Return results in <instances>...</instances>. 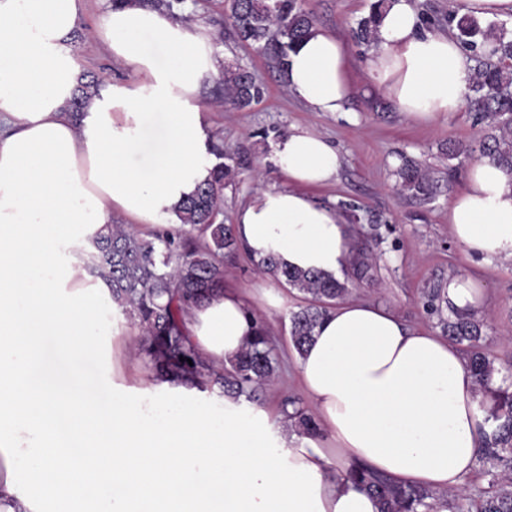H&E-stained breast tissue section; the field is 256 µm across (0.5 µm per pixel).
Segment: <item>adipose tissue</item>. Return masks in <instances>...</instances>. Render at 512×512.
Here are the masks:
<instances>
[{
	"instance_id": "adipose-tissue-1",
	"label": "adipose tissue",
	"mask_w": 512,
	"mask_h": 512,
	"mask_svg": "<svg viewBox=\"0 0 512 512\" xmlns=\"http://www.w3.org/2000/svg\"><path fill=\"white\" fill-rule=\"evenodd\" d=\"M82 0H0V512H380L348 467L404 485L460 489L477 466L474 376L447 338L392 308L351 299L329 310L298 370L318 437L271 427L264 411L143 375L115 344L112 290L86 268L114 215L148 230L211 176L210 128L198 103L218 59L208 27L131 4L99 31L136 87L68 109L78 81L71 35ZM416 0H386L368 60L377 90L414 121L462 109L472 62L445 33L423 31ZM161 41L166 62L144 45ZM347 46L313 29L287 58L289 92L310 111H345ZM165 134L141 158L144 133ZM288 180L257 192L235 218L242 249L339 276L357 257L356 228L310 188L333 180L339 152L296 128L275 147ZM469 258L512 262V168L485 157L449 204ZM255 312L227 291L189 315L199 352L221 365L251 336ZM93 361L95 380L82 364Z\"/></svg>"
}]
</instances>
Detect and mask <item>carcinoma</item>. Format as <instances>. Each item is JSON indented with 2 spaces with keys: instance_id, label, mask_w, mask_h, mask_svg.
Returning <instances> with one entry per match:
<instances>
[{
  "instance_id": "cac0c4a2",
  "label": "carcinoma",
  "mask_w": 512,
  "mask_h": 512,
  "mask_svg": "<svg viewBox=\"0 0 512 512\" xmlns=\"http://www.w3.org/2000/svg\"><path fill=\"white\" fill-rule=\"evenodd\" d=\"M384 3H373L369 15L352 28L357 45L368 49L376 45ZM228 5L238 36L257 45L282 74L288 51L309 36L316 24L300 0H228ZM446 22L477 62L465 102L479 122L487 123L480 156L512 167V37L506 26L484 24L471 15L450 13ZM222 83L224 101L237 108L251 106L263 94L262 85L241 67L224 68ZM100 89L96 77L80 83L69 103L73 114L83 117ZM210 152L216 157L211 178L183 202L177 229L147 238L132 224H107L93 240L94 251L86 266L109 284L112 302L139 329L137 349L150 359L157 379L203 391L217 385L227 398L257 403L279 368L277 347L261 319H256L255 336L219 369L188 336L191 309L224 292V260L239 253L235 227L224 223L223 210L224 187L235 181L236 171L222 162L220 146L210 144ZM396 177L399 192L421 203L432 200L439 189L438 180L412 160L403 161ZM255 267L301 295L288 325L290 345L301 355L328 310L371 278L374 259L370 250L361 249L351 278L343 281L320 272L289 269L273 256ZM422 302L441 331L461 347L476 378L485 422L491 427L481 431L478 458L489 476L487 487L475 497L440 494L394 484L359 465L348 469L347 478L377 498L380 512H438L441 507L449 512H512V373L502 371L487 351L485 325L477 314L448 304L440 286L424 289ZM282 415V425L289 430L319 435V424L298 400H284Z\"/></svg>"
}]
</instances>
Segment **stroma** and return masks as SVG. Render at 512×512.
<instances>
[{"label":"stroma","instance_id":"stroma-1","mask_svg":"<svg viewBox=\"0 0 512 512\" xmlns=\"http://www.w3.org/2000/svg\"><path fill=\"white\" fill-rule=\"evenodd\" d=\"M302 6L317 16L320 27L348 45L352 95L346 114L312 112L293 97L269 59L238 39L225 0H183L174 11L176 18L210 29L220 65L242 66L264 86L259 102L244 109L224 103L214 80L199 97L216 141L237 171L235 182L224 189L225 223H233L237 208L257 190L287 188V178L273 161L275 145L293 128L314 130L338 149L341 167L336 178L313 189V197L333 207L354 204L363 220L372 214L380 219V239L365 241L374 255L373 278L355 291V298L391 307L411 327L432 332L436 324L423 309V289L446 282L454 271L476 276L486 286L482 317L487 348L498 364L512 365V262L477 264L448 232V205L462 190L473 160H448L441 150L451 140L475 145L481 128L473 114L463 109L418 123L375 91L366 71L368 51L351 37L371 0H302ZM106 9L105 0H84L73 39L78 68L99 75L107 87L134 85L138 78L133 70L114 61L97 35ZM406 157L440 180L442 189L431 202L418 204L398 194L395 171ZM224 273L225 289L243 293L255 305L279 345L280 369L263 400L271 422H279L282 401L305 396L297 355L288 346V315L299 299L296 292L259 274L246 255L226 263Z\"/></svg>","mask_w":512,"mask_h":512}]
</instances>
